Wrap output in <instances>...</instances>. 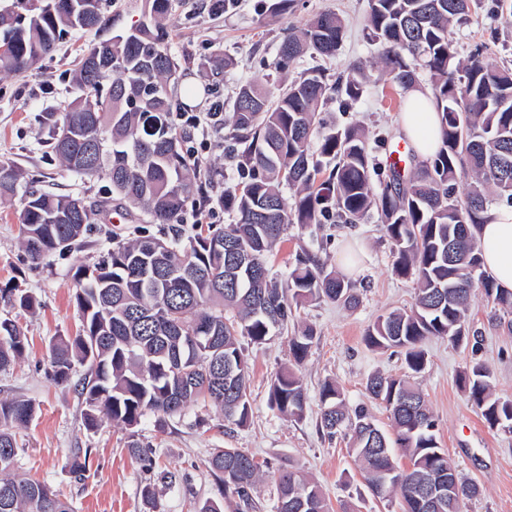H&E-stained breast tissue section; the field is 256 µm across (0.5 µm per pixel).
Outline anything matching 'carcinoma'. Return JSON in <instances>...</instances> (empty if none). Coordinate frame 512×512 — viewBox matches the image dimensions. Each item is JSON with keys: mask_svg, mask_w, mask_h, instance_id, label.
Masks as SVG:
<instances>
[{"mask_svg": "<svg viewBox=\"0 0 512 512\" xmlns=\"http://www.w3.org/2000/svg\"><path fill=\"white\" fill-rule=\"evenodd\" d=\"M472 0H369L367 29L378 48L379 77L404 91L417 88L419 71L430 74V93L439 112V146L434 155L406 170L373 162L368 137L359 126H328L321 118L332 97L356 100L369 79L357 67L329 82L304 71L276 89L244 85L224 120L229 157L237 182L224 190V211L233 224L198 232L187 242L172 239L157 255L155 237L116 241L107 255L77 268L75 301L79 333L53 346V380L70 379L74 363L88 366L82 379L89 425L107 419L127 429L147 413L162 418L203 400L224 421L247 425L248 358L239 343L266 344L288 325L303 303L326 299L355 308L356 285L302 251L283 280L270 276L269 259L286 241L288 226L357 224L380 213L391 243L394 272L413 281L415 303L408 311L379 316L365 342L375 350L395 349L407 369L424 372L426 340L468 336L469 302L479 291L512 313V291L483 271L479 225L492 220V203L512 206V69L488 62L480 49L461 58L450 28L466 20ZM175 0H143L142 16L125 34L82 51L72 81L77 95L51 115L49 146L65 170L104 177L112 194L148 212L158 224L175 223L201 169L183 150L185 132L168 120L177 63L168 48ZM108 18L102 0H13L0 12V73H24L73 29H101ZM338 14L313 16L288 32L275 69L286 74L306 54L332 57L343 37ZM112 54V70L94 69ZM69 127V145L56 131ZM93 150L94 164L80 167L73 156ZM467 185L463 194L457 186ZM293 191V203L282 189ZM21 195L22 246L33 260L71 245L85 226L102 219L107 204L92 209L73 196L35 190L23 170L0 161V197ZM4 301L30 310L33 300L12 288ZM314 330L291 338L292 366L271 379L269 403L299 420L307 396L295 367L306 359ZM26 353L25 338L12 321L0 320V368ZM463 383L491 428L512 433V401L492 397L490 372L475 362ZM370 397L385 405L393 434L374 421L368 408L346 405L339 387L323 383L320 426L333 440L348 436L365 484L373 496L399 500L401 512H433L418 483L433 475L448 485L439 512H462L479 493L457 470L440 473L446 456L437 423L419 390L406 377L372 375ZM35 405L0 399V512H74L46 484L15 476L16 430L26 427ZM409 459L404 468L392 449ZM209 467L237 499L238 512L255 508L253 492L262 464L230 445L215 448ZM275 512H332L322 489L298 471L278 470Z\"/></svg>", "mask_w": 512, "mask_h": 512, "instance_id": "cac0c4a2", "label": "carcinoma"}]
</instances>
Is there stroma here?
Wrapping results in <instances>:
<instances>
[{"mask_svg": "<svg viewBox=\"0 0 512 512\" xmlns=\"http://www.w3.org/2000/svg\"><path fill=\"white\" fill-rule=\"evenodd\" d=\"M276 2L227 0L218 14L210 10V0L177 2L169 23L171 51L179 65L174 106L199 118L191 145L205 169L175 227L152 223L144 211L110 201L107 180L84 179L66 171L48 145L43 116L59 111L68 98L74 61L82 49L97 41V33L66 37L28 72L0 75V160L20 167L35 188L69 194L89 205L110 203L104 221L89 225L71 249L35 262L21 247L19 198L0 200V289H22L35 302L30 311L0 303V319L13 320L28 341L24 358L0 369V398L23 397L36 407L33 420L17 432V469L21 477L49 485L72 503L75 512H198L205 501L220 498L221 484L208 460L213 449L227 444L266 464L255 494L259 512H273L274 479L284 466L317 482L335 512H398L368 491L345 441L328 440L320 428L324 381H335L349 406H368L385 429L390 424L388 413L383 404L370 400L366 381L376 373L401 376L406 372L401 354L370 349L364 341L368 326L379 315L411 307L414 301L412 281L393 272L394 256L379 229L378 216L344 228L293 225L270 261L273 271L284 276L303 247L335 271L340 268L341 252L352 249L358 255L350 276L361 298L356 309L317 300L297 311L298 323L313 327L316 333L309 356L298 369L308 395L302 419H289L268 404L271 379L290 361L294 334L290 328L265 345L245 347L252 406L248 426L227 424L214 407L200 404L162 425L155 416L145 415L137 428L148 455L144 461L130 455L129 432L124 427L108 420L93 429L86 425L80 386L85 366L75 365L65 383L50 376L51 344L78 334L81 328L74 300L79 265L97 262L116 238H165L176 229L183 236L193 235L198 227L191 219L197 211L206 212L212 228L231 223L221 200L237 175L224 156V125L211 120L208 112L212 105L232 104L241 85L276 83L274 62L289 29L303 27L318 12H338L346 29L336 56H307L300 68L325 69L332 79L356 66L375 68L377 47L365 27L368 0H297L294 11L284 15L276 11ZM506 9L512 10V0H477L467 20L450 30L460 55L479 46L491 63L512 67V25L501 20ZM218 53L230 59L221 72L200 69L201 60ZM189 85L196 90L190 99L183 93ZM401 96L399 87L373 78L359 99L345 106L330 103L324 117L338 126L363 125L376 158L385 165L390 152L404 141L398 123ZM469 321L478 350L454 346L446 339L429 340L424 346L427 367L415 381L434 414L449 459L461 478L480 490L477 497L465 500L464 512H512V433L489 428L459 383L460 374L479 361L491 373L494 397L512 400V316L478 294L471 301ZM77 453L86 459L81 479L68 467ZM163 472L174 474L173 483L159 481ZM149 483L156 490L152 505L142 496Z\"/></svg>", "mask_w": 512, "mask_h": 512, "instance_id": "obj_1", "label": "stroma"}]
</instances>
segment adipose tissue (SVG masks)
<instances>
[{
  "label": "adipose tissue",
  "mask_w": 512,
  "mask_h": 512,
  "mask_svg": "<svg viewBox=\"0 0 512 512\" xmlns=\"http://www.w3.org/2000/svg\"><path fill=\"white\" fill-rule=\"evenodd\" d=\"M409 102L414 109L399 115L402 132L420 159L437 149L438 114L429 93L412 91ZM492 222L481 225L479 239L483 268L503 289L512 290V207L491 208Z\"/></svg>",
  "instance_id": "adipose-tissue-1"
}]
</instances>
